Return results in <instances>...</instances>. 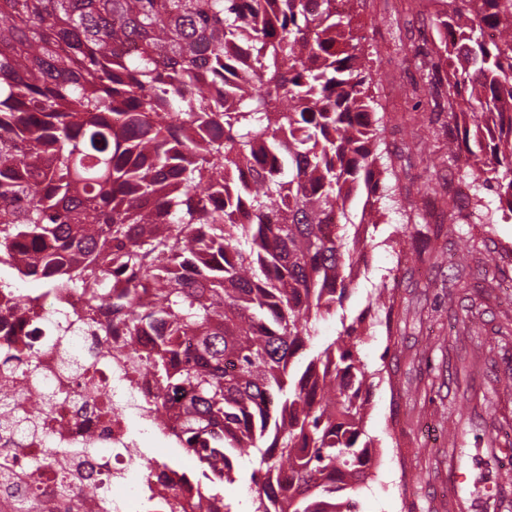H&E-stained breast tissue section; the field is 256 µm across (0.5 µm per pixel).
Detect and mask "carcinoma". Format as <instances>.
Returning <instances> with one entry per match:
<instances>
[{
	"mask_svg": "<svg viewBox=\"0 0 512 512\" xmlns=\"http://www.w3.org/2000/svg\"><path fill=\"white\" fill-rule=\"evenodd\" d=\"M361 0H0V266L88 295L67 325L154 335L160 428L207 449L217 481L258 455L254 512H356L374 448L364 317L298 367L336 315L377 223L387 167L374 80L353 25ZM437 31L413 89L463 123L472 198L512 216V0H416ZM495 31V37L487 31ZM250 67L254 85L231 81ZM371 200L359 222L349 213ZM17 353L0 349L10 418ZM31 406L32 426L53 403ZM56 512L78 478L48 448ZM17 471L0 462V490Z\"/></svg>",
	"mask_w": 512,
	"mask_h": 512,
	"instance_id": "1",
	"label": "carcinoma"
}]
</instances>
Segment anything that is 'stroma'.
Wrapping results in <instances>:
<instances>
[{"mask_svg":"<svg viewBox=\"0 0 512 512\" xmlns=\"http://www.w3.org/2000/svg\"><path fill=\"white\" fill-rule=\"evenodd\" d=\"M354 22L374 77L368 93L383 114L391 85L422 83L414 53L432 23L412 0H366ZM397 104L398 129L383 136L390 173L380 222L369 231L340 316L317 323L310 348L336 338L342 319L365 315L358 357L370 375L365 422L376 471L354 496L358 512H512V484L498 478L512 470V391L500 387L512 376V219L485 190L467 223L417 239L421 225L449 224L442 197L462 168L449 161L440 124L413 111L406 97ZM428 180L438 200L411 209L407 195ZM467 243L473 252L466 267L426 259ZM381 287L391 290L392 309L372 306ZM469 309L481 318L480 332L462 322ZM255 467L239 458L233 481L220 487L233 512H253Z\"/></svg>","mask_w":512,"mask_h":512,"instance_id":"stroma-1","label":"stroma"}]
</instances>
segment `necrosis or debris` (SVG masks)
I'll list each match as a JSON object with an SVG mask.
<instances>
[{
  "label": "necrosis or debris",
  "instance_id": "obj_1",
  "mask_svg": "<svg viewBox=\"0 0 512 512\" xmlns=\"http://www.w3.org/2000/svg\"><path fill=\"white\" fill-rule=\"evenodd\" d=\"M19 295H0V346L19 350L37 365L36 377L16 383V400L28 407L37 388L55 391L44 416L47 434L24 422L0 423V447L26 467L45 448L62 449V462L111 486L112 512H223V498L199 497L197 483L156 451L139 447L131 418L154 425L157 388L145 370L133 369L128 337L100 338L79 329L62 336L59 324L84 312L83 291L64 288L47 298L38 317L19 309ZM95 445L99 452L74 458L70 449Z\"/></svg>",
  "mask_w": 512,
  "mask_h": 512
}]
</instances>
